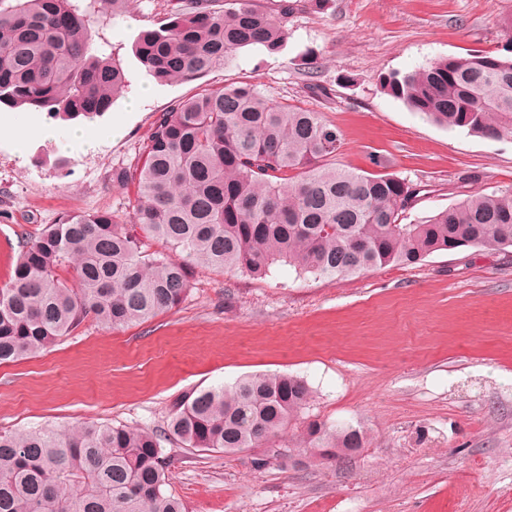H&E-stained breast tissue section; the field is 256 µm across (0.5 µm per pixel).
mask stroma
I'll return each instance as SVG.
<instances>
[{"mask_svg": "<svg viewBox=\"0 0 512 512\" xmlns=\"http://www.w3.org/2000/svg\"><path fill=\"white\" fill-rule=\"evenodd\" d=\"M296 2L278 53L247 47L202 82L161 85L132 47L173 0H131L94 41L123 58L131 81L83 122L121 127L96 148L62 152L37 138L18 156L16 121L55 135L73 125L1 109L0 288L21 244L60 214L128 218L136 188L113 183V170L135 163L155 118L203 83L246 80L320 113L342 137L337 167L417 185L405 223L512 188V138L436 125L379 85L443 57L511 58L512 0ZM273 373L306 380L311 418L361 426L368 445L343 463L257 471L244 454L165 441L167 489L185 512H512V247L437 252L341 281L288 265L262 278L197 266L177 308L118 330L89 319L40 355L0 365V431L103 422L159 432L184 394Z\"/></svg>", "mask_w": 512, "mask_h": 512, "instance_id": "1", "label": "stroma"}]
</instances>
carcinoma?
Segmentation results:
<instances>
[{
    "label": "carcinoma",
    "mask_w": 512,
    "mask_h": 512,
    "mask_svg": "<svg viewBox=\"0 0 512 512\" xmlns=\"http://www.w3.org/2000/svg\"><path fill=\"white\" fill-rule=\"evenodd\" d=\"M127 2L0 0V107L62 121L103 116L129 81L121 60L92 51V26L124 14ZM212 2L178 0L165 23L140 33L134 54L156 83L200 79L245 47L280 51L288 0L276 16L252 0L223 10ZM380 87L439 125L512 138V58H440L383 76ZM340 144L319 113L273 102L249 82L203 86L177 101L153 122L138 161L112 171V181L137 184L128 221L109 211L64 213L21 245L0 288V364L40 354L89 317L118 329L173 310L195 263L259 278L283 262L342 280L439 251L512 247V191L475 193L422 224H403L417 188L330 165ZM150 238L182 260L148 252ZM312 401L298 376H245L185 395L164 435L186 448L273 454L300 419L305 453L325 459L365 447V431L309 419ZM162 436L98 422L0 432V512H184L165 489Z\"/></svg>",
    "instance_id": "1"
}]
</instances>
